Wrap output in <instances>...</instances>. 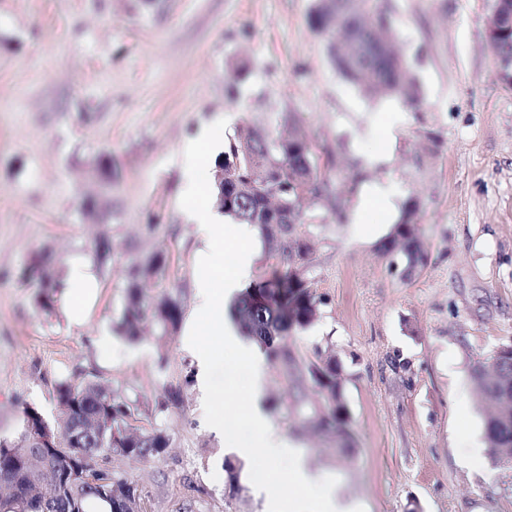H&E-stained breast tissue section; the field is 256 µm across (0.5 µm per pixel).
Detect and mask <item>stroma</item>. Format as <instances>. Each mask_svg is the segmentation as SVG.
<instances>
[{
    "label": "stroma",
    "instance_id": "1",
    "mask_svg": "<svg viewBox=\"0 0 512 512\" xmlns=\"http://www.w3.org/2000/svg\"><path fill=\"white\" fill-rule=\"evenodd\" d=\"M314 0H0V439L24 407L50 422L55 385L94 379L137 407L138 431H162L163 455L102 463L131 486L140 512H289L290 496L256 484L288 474L287 457L240 459L204 425L197 366L182 327L125 339L126 270L158 253L149 300L194 306L200 245L180 196L185 143L220 121L297 129L312 143L342 210H314L296 233L321 300L306 329L280 339L291 362L263 358L262 406L311 472L363 512H512V464L458 456L484 447L487 404L473 371L512 343V83L486 41L491 0H377L418 82L419 100L371 97L342 77ZM246 58L234 78L230 65ZM401 127L386 136L393 103ZM393 182V209L354 213ZM421 211L427 263L406 277L383 244L409 202ZM65 279L90 256L99 291L84 326L44 313L35 254ZM335 358L345 434L311 367Z\"/></svg>",
    "mask_w": 512,
    "mask_h": 512
}]
</instances>
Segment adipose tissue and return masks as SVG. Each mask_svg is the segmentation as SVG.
Segmentation results:
<instances>
[{
    "mask_svg": "<svg viewBox=\"0 0 512 512\" xmlns=\"http://www.w3.org/2000/svg\"><path fill=\"white\" fill-rule=\"evenodd\" d=\"M223 143V127L206 129L187 142L182 162L184 212L197 225L203 242L195 255L198 270L193 282L195 306L185 323L183 345L197 360L198 384L204 401L211 409V430L215 434L228 436L239 425H249L262 433V446L266 454L275 458L286 450L287 443L275 435L271 421L256 404V397L263 388L260 374L251 373L250 386L244 394L224 390L225 345L237 346L240 358L250 366L258 361L260 353L250 346L238 347L233 330L224 323L226 302L236 294L251 271L254 260L251 248L253 227L249 224L237 225V267L232 273L223 274L219 263L224 252L223 221L213 207L197 202V158L203 151L214 153ZM98 287L92 264L79 256L71 258L64 301L74 325L84 324L86 308L96 296ZM313 484L303 458H296L290 476V485L295 491L292 501L294 512H359V504L344 503L332 495L323 500L316 498L311 493Z\"/></svg>",
    "mask_w": 512,
    "mask_h": 512,
    "instance_id": "adipose-tissue-1",
    "label": "adipose tissue"
}]
</instances>
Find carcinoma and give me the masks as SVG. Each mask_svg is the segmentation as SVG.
<instances>
[{
  "label": "carcinoma",
  "instance_id": "cac0c4a2",
  "mask_svg": "<svg viewBox=\"0 0 512 512\" xmlns=\"http://www.w3.org/2000/svg\"><path fill=\"white\" fill-rule=\"evenodd\" d=\"M311 25L319 31L336 30L344 35L345 47L328 43L329 57L338 73L351 83L376 95H402L416 100V87L409 63L381 36L391 25L389 15L369 0H357L353 7L338 0L330 12L327 0H315ZM312 148L302 136L283 137L246 123L224 146L214 164L237 171V182L225 181L224 190H215L214 199L224 194L220 210L239 224H253L272 239L285 237L292 225L306 223L307 211L322 203L327 182L312 163ZM419 205L412 203L393 226L387 251L399 249L407 258V276L424 265L425 254L418 240ZM306 245L295 241V252L282 253V268L249 285L233 305L235 318L244 335L271 349L276 339L292 331L303 330L317 317L319 298L293 256L306 255ZM166 259L162 255L146 264H133L128 270L127 301L122 316L125 337L140 336L145 298L141 280L152 275L165 276ZM29 271L40 274L42 288L37 300L47 313L54 310L62 293L60 282L44 273L42 259H32ZM180 309L172 298L156 303V315L166 327H175ZM313 380L324 390L333 422H345V405L338 382L336 362L312 369ZM475 384L495 404V412L486 418L485 437L490 457L498 462L505 451L512 452V374L502 375L501 384L481 369ZM61 419L51 430L61 441L79 428L89 430L82 451L100 459L114 454L140 459L161 455L168 445L160 431L143 434L130 423L134 408L96 381H59L56 386ZM43 419L33 407L23 409L22 430L17 438L0 440V472L11 475L15 493L0 494V512H89L87 503L97 501L100 512H123L124 501L132 492L127 482L100 469V483H89L77 474H56L55 461L31 440L28 426Z\"/></svg>",
  "mask_w": 512,
  "mask_h": 512
}]
</instances>
